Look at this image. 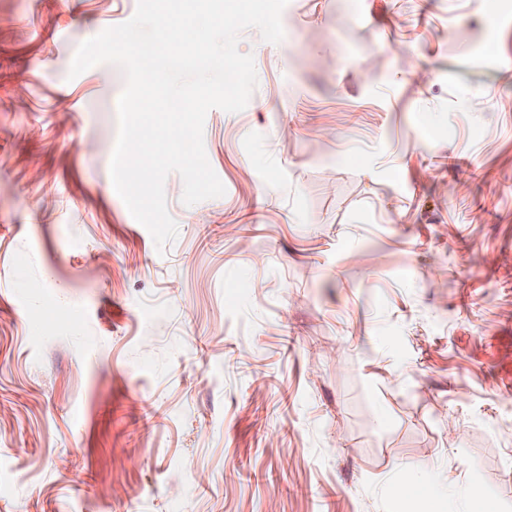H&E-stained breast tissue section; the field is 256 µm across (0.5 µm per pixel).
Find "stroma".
<instances>
[{"label":"stroma","mask_w":512,"mask_h":512,"mask_svg":"<svg viewBox=\"0 0 512 512\" xmlns=\"http://www.w3.org/2000/svg\"><path fill=\"white\" fill-rule=\"evenodd\" d=\"M136 7L0 0V512H512V0L243 31L226 193L170 174L161 252L121 70L68 76Z\"/></svg>","instance_id":"obj_1"}]
</instances>
